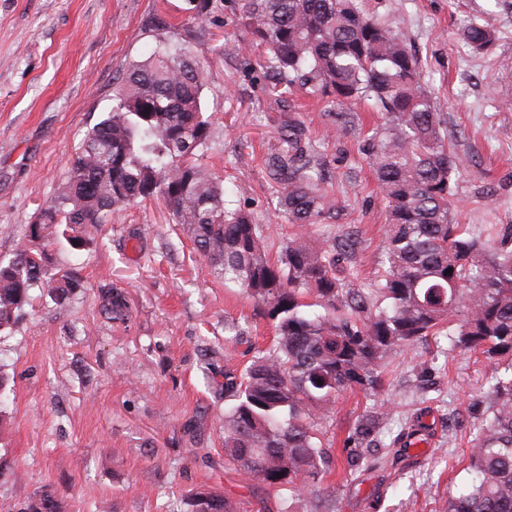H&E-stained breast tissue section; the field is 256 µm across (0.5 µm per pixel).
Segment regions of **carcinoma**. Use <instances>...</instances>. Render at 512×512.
<instances>
[{
    "label": "carcinoma",
    "instance_id": "obj_1",
    "mask_svg": "<svg viewBox=\"0 0 512 512\" xmlns=\"http://www.w3.org/2000/svg\"><path fill=\"white\" fill-rule=\"evenodd\" d=\"M187 4L190 18L203 20L212 0ZM238 24L263 48L273 96L301 91L333 106L372 101L384 115L364 145L387 211L371 287L354 288L339 275L360 247L358 234L312 237L333 201L314 160L316 143L296 116L288 115L264 164L298 231L272 259L264 225L226 206L224 184L199 162L212 136L203 65L180 33L166 30L162 47L122 75L111 110L88 131L58 192L0 261V333L15 326L32 290L62 299L82 287L79 268L57 267L55 240L81 249L112 213L161 201L211 273L274 323V342L224 369L220 385L224 468L254 481L256 512H288L282 500L271 506L270 491L293 503L321 495L335 466L323 428L336 399L355 390L381 395L389 355L444 330L488 367L486 390L468 408L473 478L448 496L446 512H512V363L500 367L512 358V225L495 243L454 220L453 176L462 159L421 83L408 34L363 11L359 0H244ZM463 40L482 53L495 30L471 23ZM101 310L113 322L129 316L113 287ZM386 421L383 412L358 417L343 448L346 472L368 466ZM48 503L64 512L47 489L26 512H44ZM183 504L184 512H243L239 500L204 488Z\"/></svg>",
    "mask_w": 512,
    "mask_h": 512
}]
</instances>
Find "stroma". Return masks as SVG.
Masks as SVG:
<instances>
[{
	"instance_id": "stroma-1",
	"label": "stroma",
	"mask_w": 512,
	"mask_h": 512,
	"mask_svg": "<svg viewBox=\"0 0 512 512\" xmlns=\"http://www.w3.org/2000/svg\"><path fill=\"white\" fill-rule=\"evenodd\" d=\"M243 0H213L194 21L185 0H0V258L55 195L87 131L110 111L118 79L158 47L162 23L180 30L204 64V110L212 123L201 159L224 182L229 206L264 224L272 249L294 227L277 209L264 167L287 114L264 93L249 32L238 26ZM364 11L396 22L409 37L421 76L463 160L456 178L457 223L483 233L512 224V0H362ZM491 24L494 45L471 52L461 37ZM308 127L334 201L324 234L358 230L361 248L344 274L368 287L382 256L386 212L361 147L382 122L372 102L354 105L360 122L337 129L329 105L290 98ZM62 266L82 267L83 286L67 299L38 298L0 335V363L14 401L0 442V512H24L51 489L65 512H181L182 498L206 485L256 512L251 483L225 469L219 419L224 369L243 364L246 344L270 346V320L240 289L211 275L182 228L153 202L116 213L77 252L53 246ZM124 291L131 321L108 322L101 288ZM248 325L246 344L225 345L224 325ZM439 379L413 389L421 362ZM485 362L441 336L389 358L388 392L341 395L327 422L344 439L368 410L385 412L379 437L392 447L410 425L421 447L396 466L327 478L334 512H444L448 493L470 482L463 458L468 405L483 388Z\"/></svg>"
}]
</instances>
